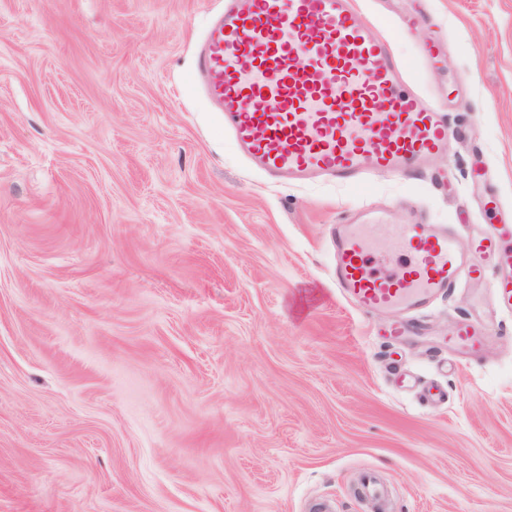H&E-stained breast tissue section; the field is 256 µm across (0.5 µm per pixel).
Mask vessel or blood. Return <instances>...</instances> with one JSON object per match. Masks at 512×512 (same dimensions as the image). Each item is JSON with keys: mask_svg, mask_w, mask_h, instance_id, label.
Returning <instances> with one entry per match:
<instances>
[{"mask_svg": "<svg viewBox=\"0 0 512 512\" xmlns=\"http://www.w3.org/2000/svg\"><path fill=\"white\" fill-rule=\"evenodd\" d=\"M194 78L237 150L274 180L351 186L373 170H418L448 146L446 113L407 88L388 39L358 19L354 0H225ZM473 249L490 254L495 306L512 312V224L491 225ZM331 250L342 297L364 312L404 313L394 337L463 276L483 275L443 224L347 222L336 225ZM388 253L405 260L378 274ZM451 342L477 353L481 324L462 321Z\"/></svg>", "mask_w": 512, "mask_h": 512, "instance_id": "obj_1", "label": "vessel or blood"}]
</instances>
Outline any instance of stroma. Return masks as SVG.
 Returning <instances> with one entry per match:
<instances>
[{
    "mask_svg": "<svg viewBox=\"0 0 512 512\" xmlns=\"http://www.w3.org/2000/svg\"><path fill=\"white\" fill-rule=\"evenodd\" d=\"M357 5L450 132L428 170L347 187L236 151L192 81L224 0H0V512H375L367 470L388 512H512L488 282L393 340L329 273L351 212L467 251L512 206V0ZM479 316L481 360L449 353Z\"/></svg>",
    "mask_w": 512,
    "mask_h": 512,
    "instance_id": "stroma-1",
    "label": "stroma"
}]
</instances>
